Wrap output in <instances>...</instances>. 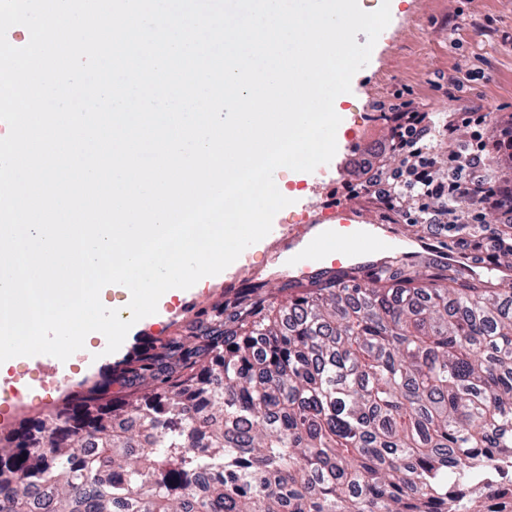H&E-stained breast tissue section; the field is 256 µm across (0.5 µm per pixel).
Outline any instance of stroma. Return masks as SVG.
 <instances>
[{
    "mask_svg": "<svg viewBox=\"0 0 512 512\" xmlns=\"http://www.w3.org/2000/svg\"><path fill=\"white\" fill-rule=\"evenodd\" d=\"M400 94L426 116L440 180L448 178L449 149L471 139L472 127L459 119L464 111L475 109L485 115L488 154L496 156L502 131L512 128V0H401L341 104L333 159L296 181L288 172H280L293 202L276 214L275 223L298 224L303 207L329 197L351 203L363 223L392 225L398 239L425 238L434 248H442L447 233L407 223L402 214L387 211L359 188L364 179L362 159L377 156L390 168L398 163L387 150L391 124L385 113ZM272 244L280 249L287 246L286 241L263 238L236 265L235 287H225L219 279L189 297L173 300L158 321L132 327L122 351L106 353L103 341L90 338L93 361H80L58 390L46 389L55 369L62 366L55 357L35 355L10 368L0 375V428L12 425L22 410L57 400L71 384L86 378L104 380L135 346L167 334L199 306L253 288L280 295L288 267L271 262L267 248Z\"/></svg>",
    "mask_w": 512,
    "mask_h": 512,
    "instance_id": "stroma-1",
    "label": "stroma"
}]
</instances>
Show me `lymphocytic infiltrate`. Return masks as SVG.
Listing matches in <instances>:
<instances>
[{
  "label": "lymphocytic infiltrate",
  "mask_w": 512,
  "mask_h": 512,
  "mask_svg": "<svg viewBox=\"0 0 512 512\" xmlns=\"http://www.w3.org/2000/svg\"><path fill=\"white\" fill-rule=\"evenodd\" d=\"M389 121V151L400 157L401 164L389 170L376 161H364L362 186L367 193L387 209L407 211L415 224L442 229L453 219L512 224V192L500 185L486 164L483 115L465 114V123L475 126L476 131L471 142L449 152L448 179L444 182L435 176L424 114L412 111L403 101L393 108Z\"/></svg>",
  "instance_id": "lymphocytic-infiltrate-1"
}]
</instances>
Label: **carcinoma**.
Segmentation results:
<instances>
[{"instance_id":"cac0c4a2","label":"carcinoma","mask_w":512,"mask_h":512,"mask_svg":"<svg viewBox=\"0 0 512 512\" xmlns=\"http://www.w3.org/2000/svg\"><path fill=\"white\" fill-rule=\"evenodd\" d=\"M486 265L322 276L197 308L0 429V512H466L512 453V224Z\"/></svg>"}]
</instances>
